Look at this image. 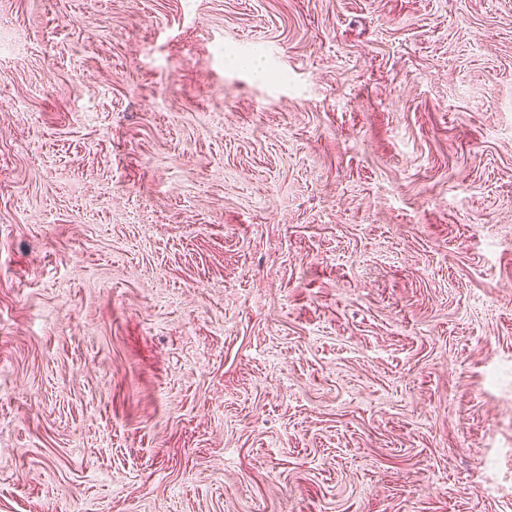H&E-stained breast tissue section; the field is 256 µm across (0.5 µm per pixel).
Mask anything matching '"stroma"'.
<instances>
[{
    "label": "stroma",
    "instance_id": "1",
    "mask_svg": "<svg viewBox=\"0 0 512 512\" xmlns=\"http://www.w3.org/2000/svg\"><path fill=\"white\" fill-rule=\"evenodd\" d=\"M0 512H512V0H0Z\"/></svg>",
    "mask_w": 512,
    "mask_h": 512
}]
</instances>
